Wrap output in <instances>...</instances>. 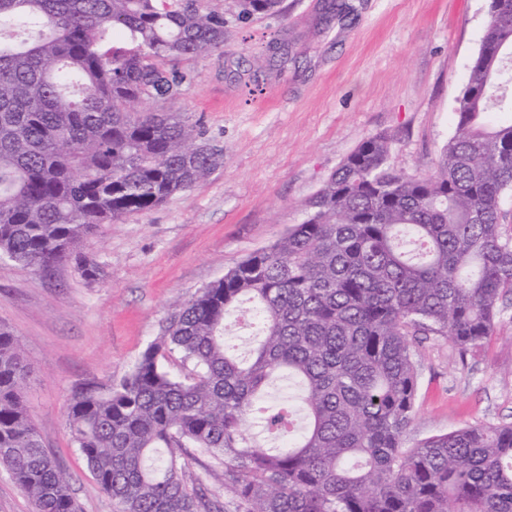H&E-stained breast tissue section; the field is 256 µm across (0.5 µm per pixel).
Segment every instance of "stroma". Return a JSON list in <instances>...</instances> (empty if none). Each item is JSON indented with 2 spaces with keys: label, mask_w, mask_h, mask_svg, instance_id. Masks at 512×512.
<instances>
[{
  "label": "stroma",
  "mask_w": 512,
  "mask_h": 512,
  "mask_svg": "<svg viewBox=\"0 0 512 512\" xmlns=\"http://www.w3.org/2000/svg\"><path fill=\"white\" fill-rule=\"evenodd\" d=\"M283 0L279 14L238 20L224 47L179 59L192 74L171 108L202 120L223 160L200 187L84 240L74 262L43 274L0 259V324L33 373L30 415L82 512H115L74 448L68 400L83 382L118 383L188 299L301 223L310 198L362 142L391 143V164L436 169L456 132L457 101L481 46L488 0ZM420 387L404 441L465 425L512 423V327L460 355L415 343Z\"/></svg>",
  "instance_id": "stroma-1"
}]
</instances>
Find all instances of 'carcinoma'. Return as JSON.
<instances>
[{
	"instance_id": "1",
	"label": "carcinoma",
	"mask_w": 512,
	"mask_h": 512,
	"mask_svg": "<svg viewBox=\"0 0 512 512\" xmlns=\"http://www.w3.org/2000/svg\"><path fill=\"white\" fill-rule=\"evenodd\" d=\"M212 0H0V256L39 271L106 224L200 186L222 153L181 112L166 62L224 47ZM238 18L281 0H233ZM489 18L437 169L364 141L306 216L193 298L108 389L76 388L72 440L117 512H512V424L403 445L419 376L412 337L461 352L512 323V0ZM258 327L246 354L225 320ZM178 362V371L165 366ZM32 372L0 325V466L35 512H81L24 399ZM224 464L219 503L179 460Z\"/></svg>"
}]
</instances>
